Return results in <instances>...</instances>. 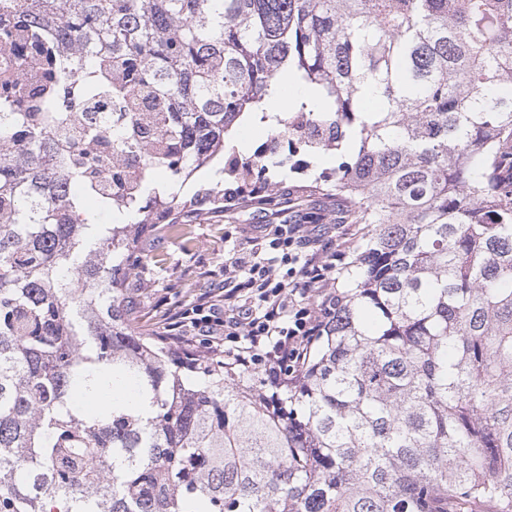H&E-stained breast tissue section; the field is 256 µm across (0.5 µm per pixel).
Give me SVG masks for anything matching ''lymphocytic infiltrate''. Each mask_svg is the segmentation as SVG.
<instances>
[{
    "instance_id": "obj_1",
    "label": "lymphocytic infiltrate",
    "mask_w": 512,
    "mask_h": 512,
    "mask_svg": "<svg viewBox=\"0 0 512 512\" xmlns=\"http://www.w3.org/2000/svg\"><path fill=\"white\" fill-rule=\"evenodd\" d=\"M359 236L355 224L275 225L267 250L250 239L225 264L223 288L167 321L166 336L196 337L204 354L262 373L275 407L342 304L339 273Z\"/></svg>"
}]
</instances>
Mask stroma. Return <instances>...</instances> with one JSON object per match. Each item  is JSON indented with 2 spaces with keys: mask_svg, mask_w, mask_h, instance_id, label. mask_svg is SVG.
Masks as SVG:
<instances>
[{
  "mask_svg": "<svg viewBox=\"0 0 512 512\" xmlns=\"http://www.w3.org/2000/svg\"><path fill=\"white\" fill-rule=\"evenodd\" d=\"M222 161L198 170L183 183L181 198L188 206L179 217L186 234L171 238L164 228L142 234L144 263L125 288L134 323L156 328L166 309H183L198 293L224 285V263L248 238L260 237L269 224H296L312 217L319 224L336 220L339 202L333 196L311 194L305 165L269 172L250 179L244 193L270 197L266 209L243 200L227 208L218 202L198 203L207 189L223 184Z\"/></svg>",
  "mask_w": 512,
  "mask_h": 512,
  "instance_id": "1",
  "label": "stroma"
}]
</instances>
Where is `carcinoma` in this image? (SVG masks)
<instances>
[{"label":"carcinoma","instance_id":"1","mask_svg":"<svg viewBox=\"0 0 512 512\" xmlns=\"http://www.w3.org/2000/svg\"><path fill=\"white\" fill-rule=\"evenodd\" d=\"M0 54V512H512V0H0ZM289 72L364 234L276 412L123 288ZM103 370L136 405L82 411Z\"/></svg>","mask_w":512,"mask_h":512}]
</instances>
